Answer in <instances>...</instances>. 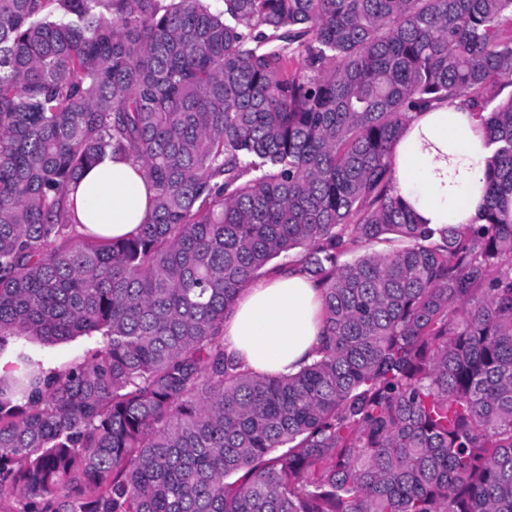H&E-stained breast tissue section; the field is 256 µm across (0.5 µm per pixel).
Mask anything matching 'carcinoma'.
<instances>
[{
  "mask_svg": "<svg viewBox=\"0 0 512 512\" xmlns=\"http://www.w3.org/2000/svg\"><path fill=\"white\" fill-rule=\"evenodd\" d=\"M512 0H0V512H512ZM461 99L482 224H417L408 114ZM140 163L139 232L78 231ZM389 248L352 261L349 253ZM317 359L247 371L224 319L271 260ZM75 185L70 199L86 227L80 231L107 237L135 234L151 213V183L128 157L111 155L87 167ZM99 337L100 336H93L90 338L88 336H81L54 345H42L21 338L12 341L5 352L12 353L16 347H24L35 359L41 361L43 366L54 368L79 357L83 351L93 344L96 339H99Z\"/></svg>",
  "mask_w": 512,
  "mask_h": 512,
  "instance_id": "1",
  "label": "carcinoma"
}]
</instances>
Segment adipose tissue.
I'll return each mask as SVG.
<instances>
[{"label":"adipose tissue","instance_id":"1","mask_svg":"<svg viewBox=\"0 0 512 512\" xmlns=\"http://www.w3.org/2000/svg\"><path fill=\"white\" fill-rule=\"evenodd\" d=\"M490 155L480 118L460 101L411 113L394 147L396 190L418 223H475ZM153 195L139 164L111 155L83 171L72 198L87 231L122 237L150 215ZM322 325L320 295L308 277L276 271L238 299L224 321V346L245 369L290 374L313 360Z\"/></svg>","mask_w":512,"mask_h":512}]
</instances>
